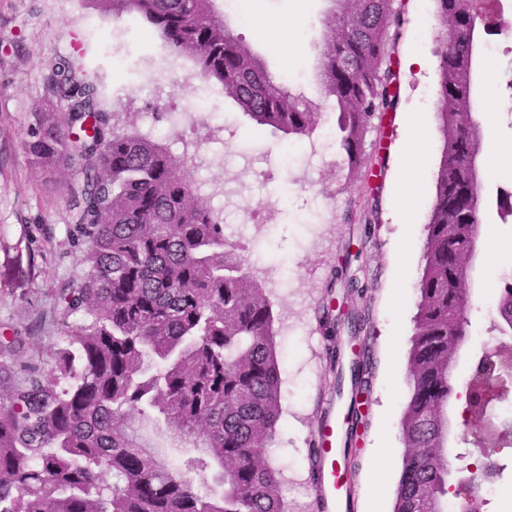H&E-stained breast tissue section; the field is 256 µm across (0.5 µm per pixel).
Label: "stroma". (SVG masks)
<instances>
[{
	"instance_id": "stroma-1",
	"label": "stroma",
	"mask_w": 512,
	"mask_h": 512,
	"mask_svg": "<svg viewBox=\"0 0 512 512\" xmlns=\"http://www.w3.org/2000/svg\"><path fill=\"white\" fill-rule=\"evenodd\" d=\"M325 7V0H245L236 21L244 42L272 72H303L298 89L318 110L312 132L299 141L303 147L321 138L333 141L337 132L336 114L322 103L311 77L312 44L325 33ZM437 25L434 0H402L401 21L391 29L388 45L398 105L366 133L363 150L371 172L353 178L336 147L320 158L280 163L287 138L256 124L218 85L196 77L190 60H173L138 18L115 23L77 0H0V332L24 343L12 363L16 379L49 370L67 325L56 294L84 268L86 244L77 231L85 189L81 160L47 182L36 176L24 149L35 105L68 106L49 90L57 61L67 56L96 85L99 105L115 130L147 126L148 113H164L154 125L158 140L191 157L193 178L211 206L222 207L229 172L253 194L280 201L271 217L226 213L224 229L272 307L282 406L272 462L282 473L289 512H314L320 490L309 454L322 409L336 393L330 358L340 356L346 364L353 358L347 327L332 329L322 302L329 294L342 298L353 286L362 289L373 361L361 407L365 426L358 431L349 479V512H393L403 458L398 427L410 396L415 284L441 158L439 56L435 39L421 37L424 28ZM482 46L477 110L495 112L497 148L484 155V189L492 195L512 188V88L497 78L512 74V38L487 35ZM193 99L208 103L210 126L231 119L242 137L219 145L208 128L193 131L167 120V113L185 111ZM410 137L428 157L419 174L398 153ZM401 185L410 208L406 224L392 200ZM482 237L495 249L480 250L476 263L471 338L455 371L460 383L488 337L498 278L512 268V220L489 209Z\"/></svg>"
}]
</instances>
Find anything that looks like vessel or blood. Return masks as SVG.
Masks as SVG:
<instances>
[{
  "label": "vessel or blood",
  "instance_id": "vessel-or-blood-1",
  "mask_svg": "<svg viewBox=\"0 0 512 512\" xmlns=\"http://www.w3.org/2000/svg\"><path fill=\"white\" fill-rule=\"evenodd\" d=\"M327 419L319 428V452L323 457V507L325 512H344L348 506V495L344 485V474L338 462L342 454L340 426L345 419L342 409L328 407Z\"/></svg>",
  "mask_w": 512,
  "mask_h": 512
}]
</instances>
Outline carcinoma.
Instances as JSON below:
<instances>
[{"instance_id": "1", "label": "carcinoma", "mask_w": 512, "mask_h": 512, "mask_svg": "<svg viewBox=\"0 0 512 512\" xmlns=\"http://www.w3.org/2000/svg\"><path fill=\"white\" fill-rule=\"evenodd\" d=\"M82 2L113 21L140 17L259 124L311 133V102L244 43L221 0ZM326 2L314 79L338 113L339 148L356 176L368 166L372 121L398 104L387 41L400 11L395 0ZM435 2L443 144L416 284L393 512H448L461 459L448 456V408L464 424L497 427L488 440L460 438L472 448L468 463L496 466L512 452V424L494 414L509 398L482 396L499 355L512 351V271L499 277L492 345L473 360L466 390L453 378L470 339L466 251L491 205L468 163L483 148L475 76L495 24L484 0ZM50 91L69 111L35 106L24 146L46 177L83 161L86 269L58 294L64 318L78 324L49 371L16 381L0 364V512H288L269 461L281 411L271 305L221 212L201 200L187 157L135 126L109 127L96 86L77 78L69 58L57 62ZM347 299L358 331L361 291L350 288ZM370 363L363 343L350 365L357 395L369 391Z\"/></svg>"}]
</instances>
